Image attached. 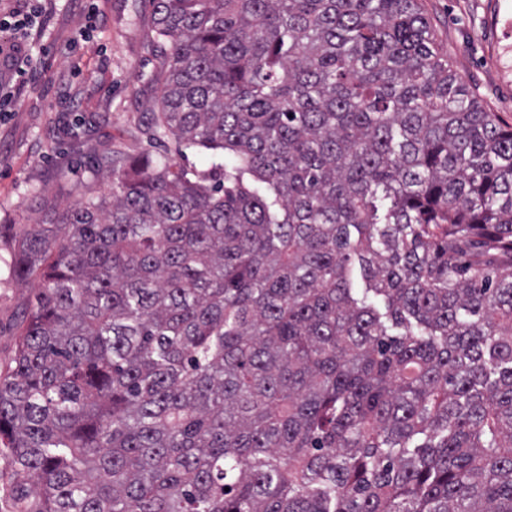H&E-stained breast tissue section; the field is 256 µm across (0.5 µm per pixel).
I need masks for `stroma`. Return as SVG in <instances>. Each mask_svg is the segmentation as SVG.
I'll list each match as a JSON object with an SVG mask.
<instances>
[{"label":"stroma","instance_id":"stroma-1","mask_svg":"<svg viewBox=\"0 0 512 512\" xmlns=\"http://www.w3.org/2000/svg\"><path fill=\"white\" fill-rule=\"evenodd\" d=\"M437 45L490 111L512 125V0H421ZM103 21L89 27L66 0H50V25L37 48L45 67L20 86L23 105L0 119V373L13 365L31 301V285L9 273L15 241L41 219L45 204H73L80 192L107 191L92 167L100 155L133 160L144 155L188 169L210 161L165 139H151L150 114L158 60L149 45L145 0H95ZM79 79H71L72 64Z\"/></svg>","mask_w":512,"mask_h":512}]
</instances>
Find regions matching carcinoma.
I'll list each match as a JSON object with an SVG mask.
<instances>
[{"mask_svg":"<svg viewBox=\"0 0 512 512\" xmlns=\"http://www.w3.org/2000/svg\"><path fill=\"white\" fill-rule=\"evenodd\" d=\"M156 139L31 224L20 512H512V126L420 0H148Z\"/></svg>","mask_w":512,"mask_h":512,"instance_id":"cac0c4a2","label":"carcinoma"}]
</instances>
